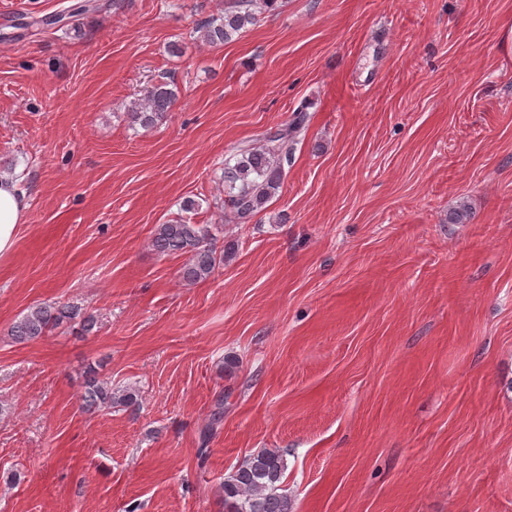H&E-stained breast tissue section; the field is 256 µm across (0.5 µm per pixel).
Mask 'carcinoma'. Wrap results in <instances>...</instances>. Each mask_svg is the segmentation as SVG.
<instances>
[{
  "mask_svg": "<svg viewBox=\"0 0 512 512\" xmlns=\"http://www.w3.org/2000/svg\"><path fill=\"white\" fill-rule=\"evenodd\" d=\"M277 0H227L224 14L211 17L198 25L205 41L223 45L233 41L258 17L273 8ZM102 8L99 0H83L73 5L57 21L68 19L75 28L84 15ZM177 86L160 80L146 89L142 98L131 105V122L150 130L163 121L175 104ZM308 115L304 106L297 107L288 122L272 128L258 146H242L233 159L224 161V209L241 224H246L266 209L267 203L282 188L285 166L292 162L299 134L305 129ZM218 226L190 224L183 219L157 225L151 246L160 255H184L186 262L181 277L189 283L208 279L215 270L217 255L211 247ZM74 320L89 332L94 317L70 305L39 304L12 326V336L20 342L42 337L63 323ZM141 396L135 388L112 389V384L93 377L87 381L84 405L87 409L100 407L136 408ZM288 464L286 456L277 449H263L244 460L224 476V512H293V504L282 492Z\"/></svg>",
  "mask_w": 512,
  "mask_h": 512,
  "instance_id": "obj_1",
  "label": "carcinoma"
}]
</instances>
